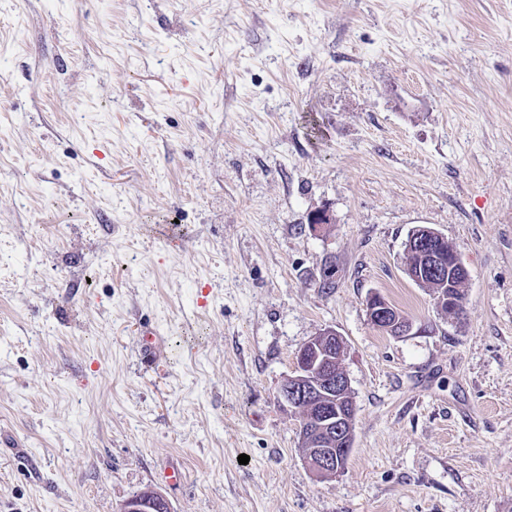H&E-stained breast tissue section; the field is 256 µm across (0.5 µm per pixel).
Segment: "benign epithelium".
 Here are the masks:
<instances>
[{
  "mask_svg": "<svg viewBox=\"0 0 512 512\" xmlns=\"http://www.w3.org/2000/svg\"><path fill=\"white\" fill-rule=\"evenodd\" d=\"M443 237L429 228H418L412 232L407 241L412 249V255L418 258V263L410 272L411 278L421 283L425 279H435L448 284L453 265L445 260L442 247ZM367 315L371 324L381 331L389 330L396 322L392 318V308L380 297H373L367 302ZM333 359L331 351L318 343L313 336L306 341L296 358L295 376L292 383L283 385L278 390L279 402L288 408H294L300 398L309 396V392L327 389L350 390L347 375L341 371L332 372L328 362ZM343 416L336 413L330 404L325 403L316 411L314 424L316 434L326 437H338L342 434ZM334 449L322 448L318 445L309 449L305 457L307 468L314 474L323 477H335L343 473V467L334 463ZM165 502V497L158 491H147L126 500L121 512H158Z\"/></svg>",
  "mask_w": 512,
  "mask_h": 512,
  "instance_id": "obj_1",
  "label": "benign epithelium"
}]
</instances>
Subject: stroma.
Here are the masks:
<instances>
[{"mask_svg":"<svg viewBox=\"0 0 512 512\" xmlns=\"http://www.w3.org/2000/svg\"><path fill=\"white\" fill-rule=\"evenodd\" d=\"M421 226L460 316L407 273ZM328 327L356 416L322 479L277 394ZM147 487L512 512V0H0V512ZM391 306L380 297L375 296L369 299L367 302V315L374 327L385 332V330H390L392 326L397 325L392 318V308L397 311L400 318L407 320L401 311L394 306L391 308Z\"/></svg>","mask_w":512,"mask_h":512,"instance_id":"1","label":"stroma"}]
</instances>
